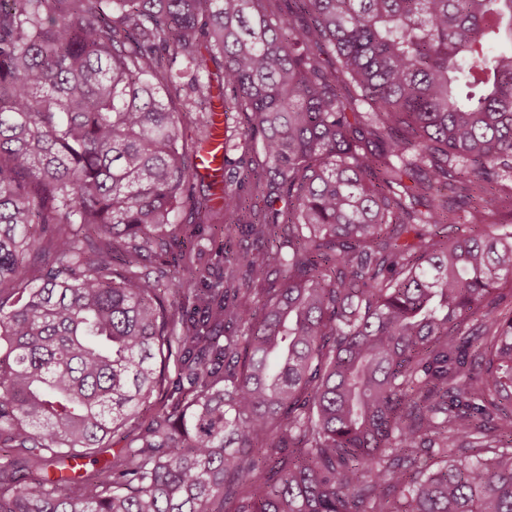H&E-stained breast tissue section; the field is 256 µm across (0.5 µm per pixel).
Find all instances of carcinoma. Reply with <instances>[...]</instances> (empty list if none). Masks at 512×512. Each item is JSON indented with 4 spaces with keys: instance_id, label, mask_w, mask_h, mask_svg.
<instances>
[{
    "instance_id": "cac0c4a2",
    "label": "carcinoma",
    "mask_w": 512,
    "mask_h": 512,
    "mask_svg": "<svg viewBox=\"0 0 512 512\" xmlns=\"http://www.w3.org/2000/svg\"><path fill=\"white\" fill-rule=\"evenodd\" d=\"M290 2L0 0V512H512V0ZM217 129L214 132L211 145L212 155L208 157V163L203 165L199 172L203 176H210L213 173L219 172L224 174V137H235L242 128V117L238 112H225L224 124L223 115L218 113Z\"/></svg>"
}]
</instances>
